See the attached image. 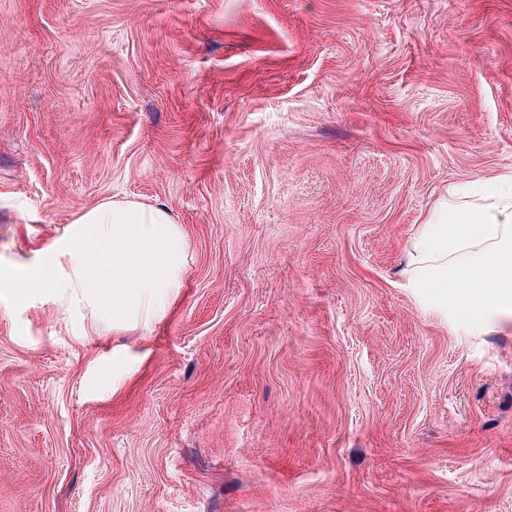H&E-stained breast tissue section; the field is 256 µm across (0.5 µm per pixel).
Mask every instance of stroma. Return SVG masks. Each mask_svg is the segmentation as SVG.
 <instances>
[{
    "mask_svg": "<svg viewBox=\"0 0 512 512\" xmlns=\"http://www.w3.org/2000/svg\"><path fill=\"white\" fill-rule=\"evenodd\" d=\"M512 171V0H0V271L132 196L166 319L0 292V512H512V319L405 286Z\"/></svg>",
    "mask_w": 512,
    "mask_h": 512,
    "instance_id": "35a3bbf8",
    "label": "stroma"
}]
</instances>
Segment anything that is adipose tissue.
I'll return each mask as SVG.
<instances>
[{
  "label": "adipose tissue",
  "instance_id": "adipose-tissue-1",
  "mask_svg": "<svg viewBox=\"0 0 512 512\" xmlns=\"http://www.w3.org/2000/svg\"><path fill=\"white\" fill-rule=\"evenodd\" d=\"M185 230L165 206L113 197L75 215L25 274L0 288H41L101 332L162 320L187 270ZM408 288L473 336L512 313V173L472 179L430 209L414 233Z\"/></svg>",
  "mask_w": 512,
  "mask_h": 512
}]
</instances>
